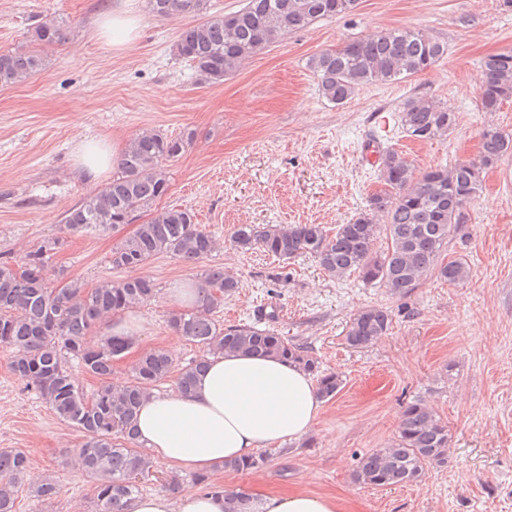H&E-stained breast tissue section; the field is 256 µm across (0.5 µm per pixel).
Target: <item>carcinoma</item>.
I'll return each instance as SVG.
<instances>
[{
  "instance_id": "1",
  "label": "carcinoma",
  "mask_w": 512,
  "mask_h": 512,
  "mask_svg": "<svg viewBox=\"0 0 512 512\" xmlns=\"http://www.w3.org/2000/svg\"><path fill=\"white\" fill-rule=\"evenodd\" d=\"M207 0H148L157 17L201 13ZM357 0H246L229 15H214L184 27L174 52L188 61L204 84H220L246 62L277 42L282 35L318 19L351 12ZM65 38L59 23H39L30 42L52 45ZM445 54V46L421 31L383 29L353 38L336 49L313 55L308 62L321 95L342 104L364 85L395 81L426 71ZM43 65L39 53L26 46L0 52V86L25 82ZM485 80L479 108L496 112L512 99V51L487 56L482 62ZM402 126L411 136L430 141L448 136L456 112L426 97L402 104ZM183 150L181 140L156 129L136 134L121 153L119 172L98 191L66 211L63 223L73 235L102 236L134 214L147 210L168 191L163 162ZM379 178L385 189L372 194L367 208L329 234L321 224H239L231 235L233 246L248 252L260 249L279 260L301 254L316 259L323 272L336 280L351 275L368 284H380L399 297L408 295L429 274L457 284L469 278L462 260H440L448 241L461 232L463 208L482 190L483 173L512 156V134L483 132L479 160L436 166L416 172L396 150H377ZM59 240L46 241L30 251L22 263L0 260V348L13 353L11 369L64 425L82 433L73 461L96 481L92 512H130L139 492L131 475L144 477L154 467L140 450L136 414L156 383L172 372L170 357L161 350L143 354L134 364L132 379L122 387L112 384L115 362L132 348L130 336H98L104 320L133 309L157 291L148 277L105 281L92 288L77 280L60 287L42 276ZM217 243L186 210H162L138 225L134 234L113 247L112 266L136 269L159 254L184 261L207 258ZM241 282L222 267L206 270L200 282L197 307L174 311L169 323L178 336L202 350L200 358L181 369L175 390L187 394L207 358L217 353L277 356L300 365L317 377L321 397L331 399L340 389L335 373L320 370L316 358L281 333L245 325H222L210 316L218 300L236 293ZM392 322L383 307L365 309L351 319L346 342L354 348L375 343L388 334ZM75 363L98 379L87 395L71 380ZM452 434L427 403L407 404L394 440L358 460L355 481L373 487L405 486L422 481L430 465L444 466ZM30 459L20 450L0 451V512H17L16 501ZM58 485L48 476L29 488V495L50 505ZM224 512H260L244 492H224Z\"/></svg>"
}]
</instances>
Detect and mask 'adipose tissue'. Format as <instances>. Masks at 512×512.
I'll list each match as a JSON object with an SVG mask.
<instances>
[{"mask_svg": "<svg viewBox=\"0 0 512 512\" xmlns=\"http://www.w3.org/2000/svg\"><path fill=\"white\" fill-rule=\"evenodd\" d=\"M140 31L124 0L96 21L103 44L122 48ZM321 400L312 378L298 365L274 356L216 354L191 395H152L140 407L136 430L152 459L177 469L223 472L226 463L309 432ZM262 512H341L336 499L305 492L267 495ZM131 512H224V496L191 493L172 502L163 493L137 498Z\"/></svg>", "mask_w": 512, "mask_h": 512, "instance_id": "1", "label": "adipose tissue"}]
</instances>
